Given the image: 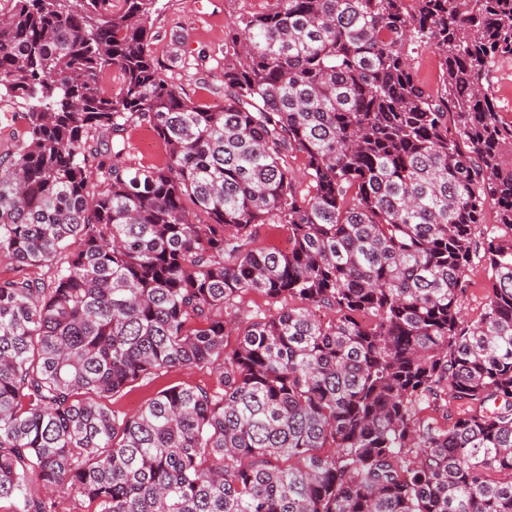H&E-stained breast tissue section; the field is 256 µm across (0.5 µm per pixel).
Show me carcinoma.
<instances>
[{"label": "carcinoma", "mask_w": 512, "mask_h": 512, "mask_svg": "<svg viewBox=\"0 0 512 512\" xmlns=\"http://www.w3.org/2000/svg\"><path fill=\"white\" fill-rule=\"evenodd\" d=\"M10 2L0 256L48 276L0 277V512H512V0H271L224 27L218 109L154 55L157 0ZM141 127L158 164L122 158ZM410 55L419 78L429 87H436L440 73L438 54L431 47L422 45ZM492 84L498 112L511 113L512 117V60L498 64L492 74ZM7 104L9 103L4 101L0 103V118H2V125H0V158L15 151L18 134H22L24 131L21 121L15 120L14 109ZM5 115L9 117V120L5 118ZM469 288L462 304L468 320H476L482 312L489 291L487 272L481 264H474L468 271ZM213 381L214 376L206 368L172 370L161 378L155 379L153 381H144L135 385L134 387L126 389L123 395L114 401V406L128 414H134L144 405L148 399H150L158 390L162 389L163 387L181 382H190L201 386H210Z\"/></svg>", "instance_id": "carcinoma-1"}]
</instances>
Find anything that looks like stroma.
Returning a JSON list of instances; mask_svg holds the SVG:
<instances>
[{
    "instance_id": "stroma-1",
    "label": "stroma",
    "mask_w": 512,
    "mask_h": 512,
    "mask_svg": "<svg viewBox=\"0 0 512 512\" xmlns=\"http://www.w3.org/2000/svg\"><path fill=\"white\" fill-rule=\"evenodd\" d=\"M266 0H158L155 29L158 38L153 51L159 58L169 54L172 30H181L186 36V55L170 65L166 72L175 83L181 84L196 102L219 108L224 104V27L227 21L243 14L263 11ZM206 54V74L198 76L196 58ZM213 375L208 369L173 370L165 376L145 381L128 388L115 401L116 408L133 414L163 387L190 382L211 385Z\"/></svg>"
}]
</instances>
